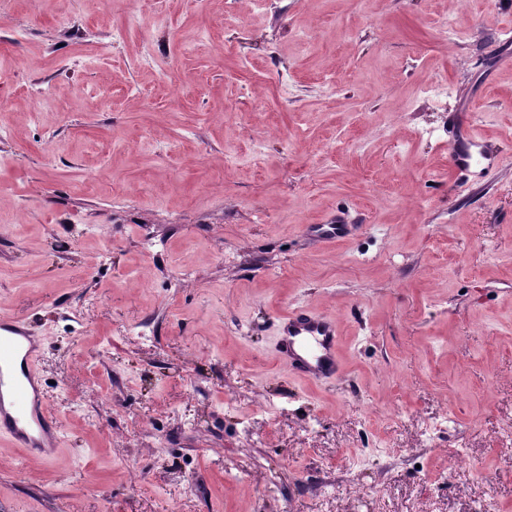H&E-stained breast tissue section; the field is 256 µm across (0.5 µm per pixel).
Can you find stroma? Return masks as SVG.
Wrapping results in <instances>:
<instances>
[{"label":"stroma","instance_id":"1","mask_svg":"<svg viewBox=\"0 0 512 512\" xmlns=\"http://www.w3.org/2000/svg\"><path fill=\"white\" fill-rule=\"evenodd\" d=\"M236 9L0 20V313L63 455L0 445V512H512V0ZM466 107L498 163L457 176ZM298 304L332 382L276 360ZM339 217L331 219L328 224H312L308 227V234L319 241L332 243L348 236V224ZM279 336L277 359L294 375L324 382L340 374L336 318L297 306L280 317Z\"/></svg>","mask_w":512,"mask_h":512}]
</instances>
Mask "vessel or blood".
Masks as SVG:
<instances>
[{
  "label": "vessel or blood",
  "mask_w": 512,
  "mask_h": 512,
  "mask_svg": "<svg viewBox=\"0 0 512 512\" xmlns=\"http://www.w3.org/2000/svg\"><path fill=\"white\" fill-rule=\"evenodd\" d=\"M477 155L486 166L496 162L495 156L486 152L485 141L470 114L458 113L448 142L450 167L458 174L471 171ZM308 233L332 243L347 237L349 228L334 218L310 225ZM279 336L277 359L294 375L324 382L340 374L339 333L334 317L307 307L291 308L279 319ZM41 351V338L30 332L24 320L0 316V440L24 449L27 456L53 462L60 455V424L39 394L37 364Z\"/></svg>",
  "instance_id": "1"
}]
</instances>
